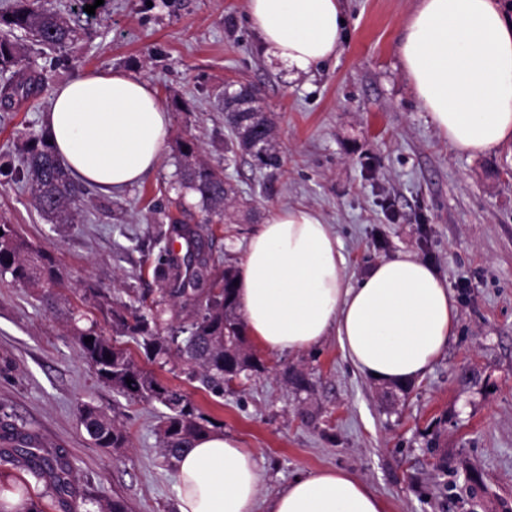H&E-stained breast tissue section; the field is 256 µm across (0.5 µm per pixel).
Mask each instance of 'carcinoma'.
<instances>
[{"label": "carcinoma", "mask_w": 512, "mask_h": 512, "mask_svg": "<svg viewBox=\"0 0 512 512\" xmlns=\"http://www.w3.org/2000/svg\"><path fill=\"white\" fill-rule=\"evenodd\" d=\"M87 35L62 13L37 0H14L10 9L0 12V104L8 107L16 98H28L43 91L47 72L25 64L34 47L63 51ZM224 111L236 134L238 148L262 167L276 168L281 163L280 144L274 123L267 116L258 91L241 86L227 96ZM179 185L192 193L203 213L202 222L190 225L171 219L160 232L163 243L152 268L161 300L113 306L112 297L98 288L88 289L83 297L86 308L69 312L72 338L81 357L112 389L130 400H155L166 408L158 425L159 442L169 467L193 447L196 440L215 425L199 411L182 391L160 381L146 371L125 349L117 344L118 336L141 338L140 346L147 360L162 365L176 359L182 372L199 379L211 392L224 393V384L242 375L264 370L262 360L248 346L246 328L236 300L237 272L216 269L206 255L196 258L190 251L172 254L170 242H189L202 232L237 196V190L224 175V169L200 159L198 146L187 140L178 143ZM24 162L20 168H0L12 181L30 190L37 210L53 224H78L83 218L86 188L75 181L59 161L53 146L31 138L23 144ZM11 278L27 288H53L60 274L52 257L33 249L14 224H0V277ZM109 324L112 334L99 327L96 314ZM91 337L87 343L84 338ZM133 383H126V379ZM81 423L88 435L102 448H122L125 431L105 413L87 406ZM0 462L31 476L45 486V493L55 497L59 507L72 512L71 498L81 505L98 506L97 512H128L124 499L114 497L104 503L88 495H77L71 487V463L63 456L47 458L31 451L1 448Z\"/></svg>", "instance_id": "1"}]
</instances>
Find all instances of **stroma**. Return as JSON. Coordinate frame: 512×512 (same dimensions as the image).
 <instances>
[{
    "label": "stroma",
    "mask_w": 512,
    "mask_h": 512,
    "mask_svg": "<svg viewBox=\"0 0 512 512\" xmlns=\"http://www.w3.org/2000/svg\"><path fill=\"white\" fill-rule=\"evenodd\" d=\"M87 31L62 52L30 55L55 87L86 70L138 74L170 112L161 161L142 183L112 194L90 188L82 224H52L28 190L0 180V222L17 225L61 273L56 304L0 280V410L31 433L32 451L59 453L77 490L129 512H178L176 474L157 436L163 411L99 380L67 331L86 285L129 300L151 296L157 234L177 197L176 142L195 138L202 159L223 166L238 201L205 242L217 268H239L250 236L280 207L320 212L342 244L345 274L363 279L381 260L409 254L431 264L453 293L458 327L432 369L404 383L355 370L336 337L301 354L262 353L263 373L217 396L171 366L146 370L182 390L216 430L253 449L260 499L326 467L355 473L388 512H512V144L480 156L454 150L424 112L400 65L397 42L415 0H343L339 51L293 76L264 52L245 0H43ZM253 84L271 114L283 165L259 167L228 151L217 101L227 85ZM51 94L0 109V153L18 133L42 134ZM309 388L295 390L288 367ZM93 406L127 432L122 448L97 446L80 424Z\"/></svg>",
    "instance_id": "1"
}]
</instances>
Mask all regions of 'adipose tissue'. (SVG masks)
Returning a JSON list of instances; mask_svg holds the SVG:
<instances>
[{
    "instance_id": "obj_1",
    "label": "adipose tissue",
    "mask_w": 512,
    "mask_h": 512,
    "mask_svg": "<svg viewBox=\"0 0 512 512\" xmlns=\"http://www.w3.org/2000/svg\"><path fill=\"white\" fill-rule=\"evenodd\" d=\"M272 57L306 73L335 57L341 0H247ZM417 100L457 151L512 141V18L496 0H417L398 43ZM58 157L78 181L110 193L158 166L170 118L154 88L123 70L86 71L55 88L45 117ZM320 214L281 208L254 233L237 272L246 330L269 353L301 354L336 337L365 375L405 382L424 375L457 329L448 285L410 255L378 262L357 284ZM178 512H256L254 453L215 431L177 463ZM266 512H387L365 482L340 468L291 481Z\"/></svg>"
}]
</instances>
